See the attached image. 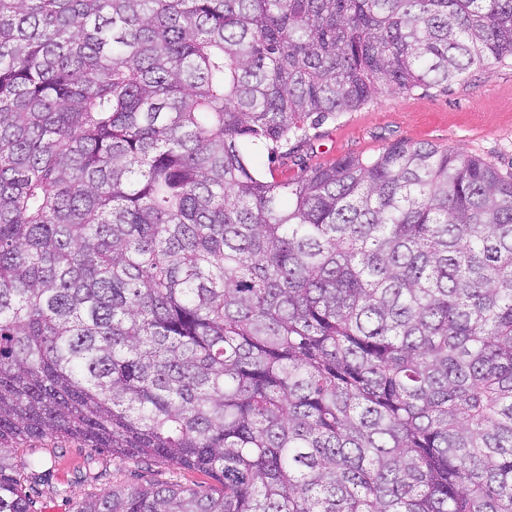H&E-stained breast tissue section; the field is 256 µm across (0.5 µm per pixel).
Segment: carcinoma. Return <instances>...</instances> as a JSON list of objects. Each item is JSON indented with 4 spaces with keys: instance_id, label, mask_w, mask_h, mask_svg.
Segmentation results:
<instances>
[{
    "instance_id": "1",
    "label": "carcinoma",
    "mask_w": 512,
    "mask_h": 512,
    "mask_svg": "<svg viewBox=\"0 0 512 512\" xmlns=\"http://www.w3.org/2000/svg\"><path fill=\"white\" fill-rule=\"evenodd\" d=\"M512 57V0H0V512L62 436L221 488L73 512H512V176L308 124Z\"/></svg>"
}]
</instances>
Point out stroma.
<instances>
[{"instance_id": "1", "label": "stroma", "mask_w": 512, "mask_h": 512, "mask_svg": "<svg viewBox=\"0 0 512 512\" xmlns=\"http://www.w3.org/2000/svg\"><path fill=\"white\" fill-rule=\"evenodd\" d=\"M397 143H430L463 157L479 156L503 175L512 174V58L490 62L464 82L384 94L357 110L338 113L308 129L306 140L289 142L277 158L260 156L257 168L268 180H295L338 159L371 157ZM55 445L54 455L44 458L51 477L39 487L41 512H72L77 500L114 485L213 483L207 473L163 461L120 464L109 450H93L68 438H57ZM89 469L97 480L85 479Z\"/></svg>"}]
</instances>
